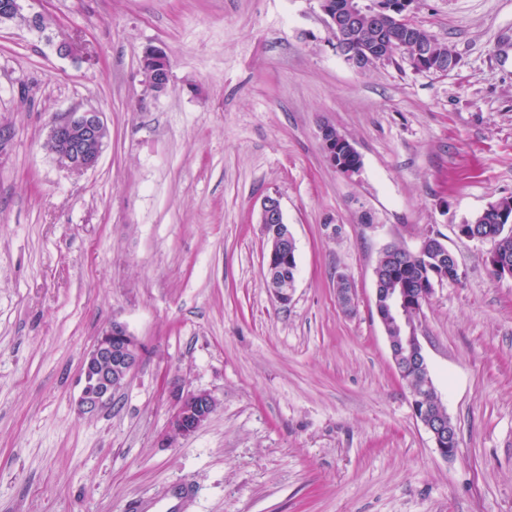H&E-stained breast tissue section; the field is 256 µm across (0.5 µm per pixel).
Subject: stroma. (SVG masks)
I'll return each mask as SVG.
<instances>
[{"instance_id":"obj_1","label":"stroma","mask_w":512,"mask_h":512,"mask_svg":"<svg viewBox=\"0 0 512 512\" xmlns=\"http://www.w3.org/2000/svg\"><path fill=\"white\" fill-rule=\"evenodd\" d=\"M21 6L45 27L0 25V512H512V279L491 276L492 243L456 233L512 198V0H414L457 60L444 74L400 54L352 68L316 0ZM150 46L172 71L157 97ZM86 108L110 137L77 178L45 142ZM324 124L358 173L327 162ZM269 194L297 246L285 306L264 281ZM432 232L463 270L418 328L450 459L375 309L382 251ZM115 319L145 355L85 414L81 362ZM176 386L218 401L184 439ZM142 61L141 70L147 90L154 95L162 94L167 89L171 79L166 54L159 48H148L143 54ZM147 63L150 65L147 66ZM405 383L406 386H408V390L410 393L413 413L416 419L421 422L424 428L431 435L435 448L438 449L440 455L443 458L448 459L454 457L457 445L456 448H449L451 445H454L455 436L450 435L448 433V429L452 432V434H454L455 428L450 418L448 417L446 409L438 402L436 389L433 393V398L434 400H436V402L433 405L434 414L436 416H441L444 419L445 423L448 425V428H446V426H444L439 419L429 414V394L426 392L419 391L417 388H415L413 385L408 384L406 381ZM446 445H448V448H446Z\"/></svg>"}]
</instances>
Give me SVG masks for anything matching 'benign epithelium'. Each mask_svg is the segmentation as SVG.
I'll return each instance as SVG.
<instances>
[{"label": "benign epithelium", "mask_w": 512, "mask_h": 512, "mask_svg": "<svg viewBox=\"0 0 512 512\" xmlns=\"http://www.w3.org/2000/svg\"><path fill=\"white\" fill-rule=\"evenodd\" d=\"M330 29L346 31L350 34L360 27V20L371 18L372 38L359 51L349 42H336V51L351 67L365 70L366 61L377 64L392 59L394 51L387 49L390 30L408 43L414 42L405 23L410 20L409 13L414 0H376L366 4L364 0H318ZM411 67L417 71L444 73L452 69L454 59L446 60L436 54L431 45H415L413 53L407 55ZM141 70L144 83L149 92L162 94L171 79L170 66L166 54L159 48H148L142 57ZM107 122L103 113L95 109L73 111L56 119L50 126L48 139L56 147L70 156L68 170L82 175L97 167L103 150L89 149L92 143H101ZM319 136L325 157L331 166L340 172L351 175L359 172L360 167L349 163V159L358 155L357 150L344 135H336L335 127L322 125ZM259 224L264 237L269 241L265 255L266 276L273 279L281 276L288 268V260L294 255L296 241L285 222L280 198L267 195L261 202ZM457 235L478 242L492 241L491 235L476 230L472 224L456 226ZM431 249L437 254L438 262L448 261V279L461 277L462 272L455 255L448 250L438 233L423 238L417 252ZM489 265L499 279L512 278V264L500 259L497 250H491ZM429 296L421 295L404 286L382 296L375 291V308L384 331L396 324L405 327V332L397 337L388 336L392 361L400 378H405L410 368L420 372L429 370L426 355L414 327L419 325L424 301ZM143 346L124 322L114 321L102 331L90 352L82 362L84 380L78 407L85 413L94 415L112 404V400L126 387L134 370L142 361ZM411 406L417 420L431 435L435 448L445 458H452L456 449L452 448L455 437L448 428L428 412L429 394L414 386H408ZM175 411L172 418V430L178 437H189L198 431L210 418L216 407V399L207 390H177L173 392Z\"/></svg>", "instance_id": "obj_1"}]
</instances>
